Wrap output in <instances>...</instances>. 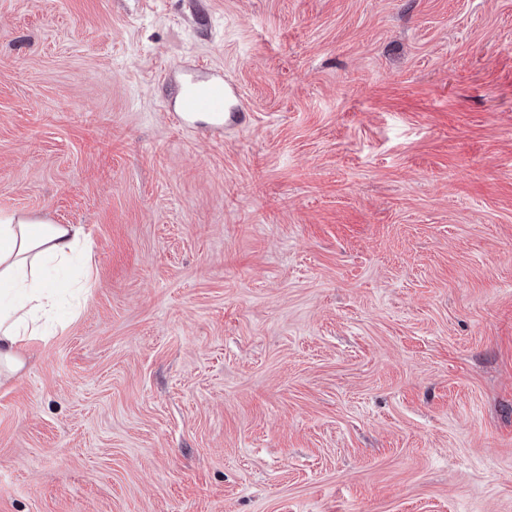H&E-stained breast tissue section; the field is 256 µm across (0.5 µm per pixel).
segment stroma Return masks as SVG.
I'll use <instances>...</instances> for the list:
<instances>
[{
  "mask_svg": "<svg viewBox=\"0 0 512 512\" xmlns=\"http://www.w3.org/2000/svg\"><path fill=\"white\" fill-rule=\"evenodd\" d=\"M0 211L95 270L0 512H512V0H0ZM241 94L238 86L227 79L209 83H192L184 92L180 112L176 120L187 122L191 116L203 115L219 121L221 117H235L237 114Z\"/></svg>",
  "mask_w": 512,
  "mask_h": 512,
  "instance_id": "35a3bbf8",
  "label": "stroma"
}]
</instances>
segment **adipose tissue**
Masks as SVG:
<instances>
[{
    "instance_id": "adipose-tissue-1",
    "label": "adipose tissue",
    "mask_w": 512,
    "mask_h": 512,
    "mask_svg": "<svg viewBox=\"0 0 512 512\" xmlns=\"http://www.w3.org/2000/svg\"><path fill=\"white\" fill-rule=\"evenodd\" d=\"M89 251L81 225L0 213V376L20 373L23 350L42 337L41 321L56 311L59 285L47 273L49 264Z\"/></svg>"
}]
</instances>
